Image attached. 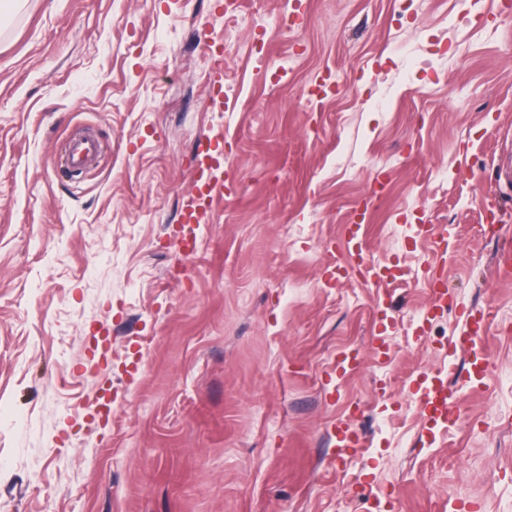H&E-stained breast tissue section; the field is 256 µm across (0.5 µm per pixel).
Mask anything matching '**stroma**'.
<instances>
[{"label":"stroma","mask_w":512,"mask_h":512,"mask_svg":"<svg viewBox=\"0 0 512 512\" xmlns=\"http://www.w3.org/2000/svg\"><path fill=\"white\" fill-rule=\"evenodd\" d=\"M511 158L512 0H26L0 23V512H512V279L480 230ZM355 223L392 283L357 276ZM478 310L479 377L450 346ZM422 371L472 427L427 435ZM213 139L214 142L207 139L201 144L196 190L181 207V224L192 230L198 224L208 222L215 197L224 193L223 136L217 135ZM335 437L337 457L355 452L363 446V441L358 432L344 423L336 426Z\"/></svg>","instance_id":"obj_1"}]
</instances>
